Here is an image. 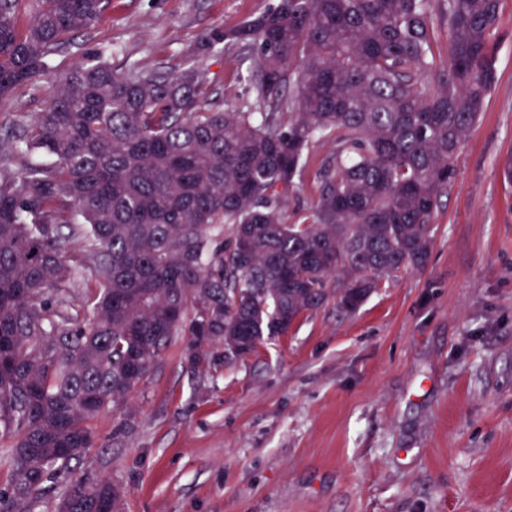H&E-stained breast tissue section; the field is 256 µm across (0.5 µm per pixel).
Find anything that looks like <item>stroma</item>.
I'll return each mask as SVG.
<instances>
[{"label":"stroma","mask_w":512,"mask_h":512,"mask_svg":"<svg viewBox=\"0 0 512 512\" xmlns=\"http://www.w3.org/2000/svg\"><path fill=\"white\" fill-rule=\"evenodd\" d=\"M275 0H111L52 57L64 69L178 72L203 34ZM207 99H247L230 50L207 58ZM496 80L455 160L424 269L402 271L351 316L334 304L220 375L190 371L173 337L97 443L34 501L54 512L75 476L108 478L123 512H512V0H501ZM44 84L0 100V140L45 106Z\"/></svg>","instance_id":"35a3bbf8"}]
</instances>
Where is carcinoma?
<instances>
[{"instance_id":"obj_1","label":"carcinoma","mask_w":512,"mask_h":512,"mask_svg":"<svg viewBox=\"0 0 512 512\" xmlns=\"http://www.w3.org/2000/svg\"><path fill=\"white\" fill-rule=\"evenodd\" d=\"M434 0H276L203 37L175 74L120 70L99 52L49 59L110 0H0V97L47 84L0 163V440L11 451L0 512H29L95 444L91 422L127 398L177 335L193 370L235 365L336 300L355 312L422 269L454 160L493 82L500 0H444L448 60L432 49ZM237 48L252 97L203 101L205 58ZM310 216L284 218L307 160ZM82 251L63 255L76 220ZM90 271L83 303L69 288ZM110 479L70 482L57 512H121Z\"/></svg>"}]
</instances>
